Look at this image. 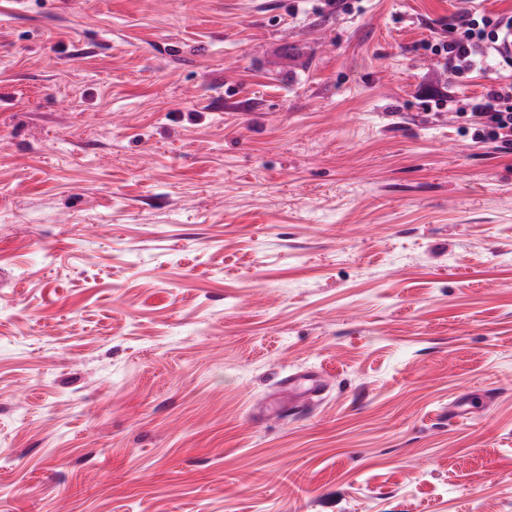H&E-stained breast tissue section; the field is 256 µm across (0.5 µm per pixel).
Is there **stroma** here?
Listing matches in <instances>:
<instances>
[{"label": "stroma", "instance_id": "1", "mask_svg": "<svg viewBox=\"0 0 512 512\" xmlns=\"http://www.w3.org/2000/svg\"><path fill=\"white\" fill-rule=\"evenodd\" d=\"M472 6L0 0V512H512V152L429 104L512 68L424 47ZM323 381L317 370L302 369L289 373L280 380L278 401L274 409L282 411L287 406L306 403L316 397L322 390Z\"/></svg>", "mask_w": 512, "mask_h": 512}]
</instances>
